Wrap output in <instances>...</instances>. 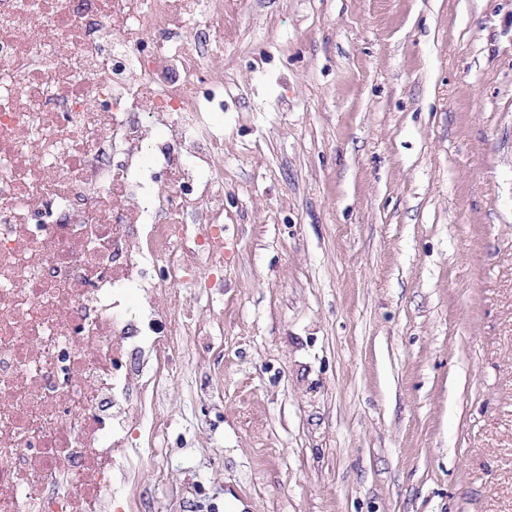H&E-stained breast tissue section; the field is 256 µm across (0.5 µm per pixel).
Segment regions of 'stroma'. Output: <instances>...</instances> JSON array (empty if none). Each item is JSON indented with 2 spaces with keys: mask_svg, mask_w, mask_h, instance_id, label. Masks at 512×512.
Here are the masks:
<instances>
[{
  "mask_svg": "<svg viewBox=\"0 0 512 512\" xmlns=\"http://www.w3.org/2000/svg\"><path fill=\"white\" fill-rule=\"evenodd\" d=\"M224 241L161 512H512V0H229Z\"/></svg>",
  "mask_w": 512,
  "mask_h": 512,
  "instance_id": "stroma-1",
  "label": "stroma"
}]
</instances>
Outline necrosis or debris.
I'll return each instance as SVG.
<instances>
[{"label": "necrosis or debris", "mask_w": 512, "mask_h": 512, "mask_svg": "<svg viewBox=\"0 0 512 512\" xmlns=\"http://www.w3.org/2000/svg\"><path fill=\"white\" fill-rule=\"evenodd\" d=\"M225 0H0V512H142L224 267Z\"/></svg>", "instance_id": "necrosis-or-debris-1"}]
</instances>
